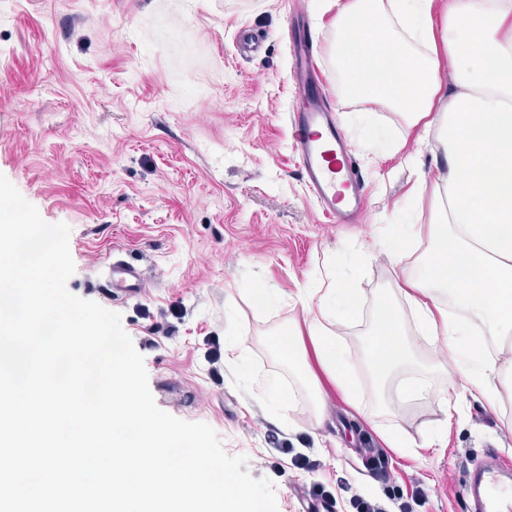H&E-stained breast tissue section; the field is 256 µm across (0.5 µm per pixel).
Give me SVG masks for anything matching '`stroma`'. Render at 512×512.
<instances>
[{
	"instance_id": "stroma-1",
	"label": "stroma",
	"mask_w": 512,
	"mask_h": 512,
	"mask_svg": "<svg viewBox=\"0 0 512 512\" xmlns=\"http://www.w3.org/2000/svg\"><path fill=\"white\" fill-rule=\"evenodd\" d=\"M302 2L364 181L360 223H327L301 177L289 127L293 0H0V174L44 221L69 226L67 288L120 314L157 406L208 424L227 454L245 456L253 478L272 482L278 512H305L317 484L335 512L381 495L365 451L397 425L420 446L389 454L396 486L422 492L411 512H469L472 465L490 452L512 460V400L492 409L459 399L439 442L435 403L371 422L372 402L348 400L323 375L317 419L272 345L312 317L302 288L350 283L365 304L339 336L369 389L365 343L397 272L381 243L401 224L428 241L447 174L423 125L379 100L336 94V9ZM113 260L141 270L140 296L106 291ZM233 343L245 348L249 383L225 357ZM274 376L291 400L252 401L248 389ZM299 451L310 469L296 467Z\"/></svg>"
}]
</instances>
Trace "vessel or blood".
<instances>
[{
  "instance_id": "1",
  "label": "vessel or blood",
  "mask_w": 512,
  "mask_h": 512,
  "mask_svg": "<svg viewBox=\"0 0 512 512\" xmlns=\"http://www.w3.org/2000/svg\"><path fill=\"white\" fill-rule=\"evenodd\" d=\"M313 42L311 33L299 31L289 44L296 81L289 115L292 140L306 184L322 216L331 224H352L365 209L362 176L336 116L326 104V87L312 76ZM106 286L111 292L134 296L140 293L143 278L135 267L115 262L109 266ZM504 472L498 464L484 465L472 472L466 486L471 512H512V484L504 479Z\"/></svg>"
}]
</instances>
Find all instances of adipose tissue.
I'll return each instance as SVG.
<instances>
[{"mask_svg":"<svg viewBox=\"0 0 512 512\" xmlns=\"http://www.w3.org/2000/svg\"><path fill=\"white\" fill-rule=\"evenodd\" d=\"M435 0H345L336 14L339 95L375 98L435 131L444 147L448 175L439 187L428 244L413 227L400 229L391 258L414 259L401 271L397 291L411 308L404 321L391 303H379L381 326L366 341L373 392L398 381L404 402L432 398L444 412L439 438H446L448 395L472 394L497 407L512 395V359L477 351L475 329L498 345L512 344V0H448V34L437 35ZM453 68L452 83L440 76L441 60ZM317 316L306 331L282 332L274 348L305 384L315 404L326 394L317 382L324 371L345 396H353L349 355L337 330L344 312L362 305L358 289H303ZM434 353L447 354L457 371L445 387L433 385L436 363H415L412 335ZM311 339L313 355L303 341Z\"/></svg>","mask_w":512,"mask_h":512,"instance_id":"obj_1","label":"adipose tissue"}]
</instances>
